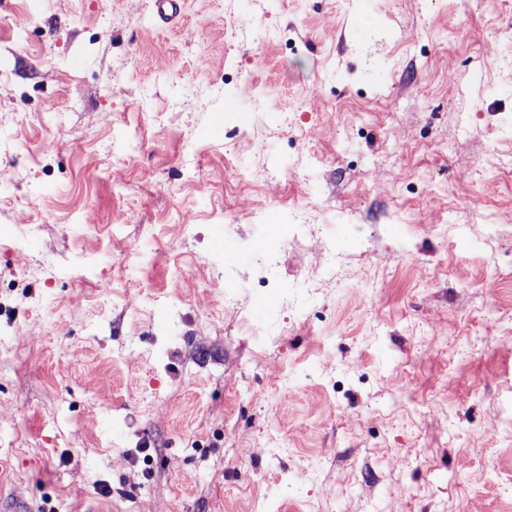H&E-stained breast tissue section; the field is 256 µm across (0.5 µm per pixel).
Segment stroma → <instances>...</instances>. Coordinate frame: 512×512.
Masks as SVG:
<instances>
[{"mask_svg": "<svg viewBox=\"0 0 512 512\" xmlns=\"http://www.w3.org/2000/svg\"><path fill=\"white\" fill-rule=\"evenodd\" d=\"M181 5L0 0V512H512V0Z\"/></svg>", "mask_w": 512, "mask_h": 512, "instance_id": "35a3bbf8", "label": "stroma"}]
</instances>
